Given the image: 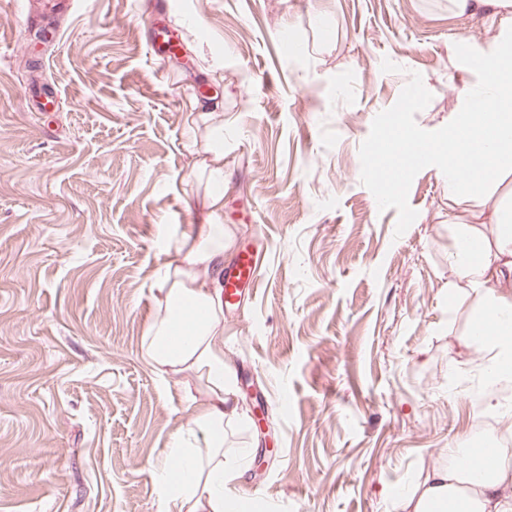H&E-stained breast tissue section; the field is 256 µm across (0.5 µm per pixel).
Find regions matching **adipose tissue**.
Instances as JSON below:
<instances>
[{"label": "adipose tissue", "instance_id": "adipose-tissue-1", "mask_svg": "<svg viewBox=\"0 0 512 512\" xmlns=\"http://www.w3.org/2000/svg\"><path fill=\"white\" fill-rule=\"evenodd\" d=\"M458 14L481 13L498 38L477 45L458 38L453 57L479 73L476 85L459 91V107L448 117L444 146L412 139L415 153L434 162L448 183V198L465 202L492 183L512 163V0H450ZM187 131L202 145L207 161V218L190 225L180 245L156 277L158 310L142 333L140 352L154 369L179 383H196L191 418L168 439L158 482L165 512H245L244 498H227L226 489L242 476L248 447L224 450L226 428L243 412L235 373L218 342L224 334L220 282L230 239L217 216L224 208V129L213 126L223 114L219 98L189 104ZM496 238L487 241L476 225H458L448 265L465 281L477 310L468 334L486 350L492 375H512L503 362L512 348V209L492 213ZM448 465L433 468L398 501L399 512H512V464L503 455L492 463L477 448L451 449Z\"/></svg>", "mask_w": 512, "mask_h": 512}]
</instances>
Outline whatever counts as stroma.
Instances as JSON below:
<instances>
[{"mask_svg": "<svg viewBox=\"0 0 512 512\" xmlns=\"http://www.w3.org/2000/svg\"><path fill=\"white\" fill-rule=\"evenodd\" d=\"M170 2L178 63L149 49L157 0H0V512H162L154 470L190 410L140 340L204 204L185 133L203 79L224 100L218 220L261 262L224 359L277 419L227 429L253 448L228 492L260 512H396L495 430L448 266L467 207L432 164L370 160L444 141L478 79L451 46L494 33L448 0ZM47 25L54 104L36 112L25 46Z\"/></svg>", "mask_w": 512, "mask_h": 512, "instance_id": "1", "label": "stroma"}]
</instances>
